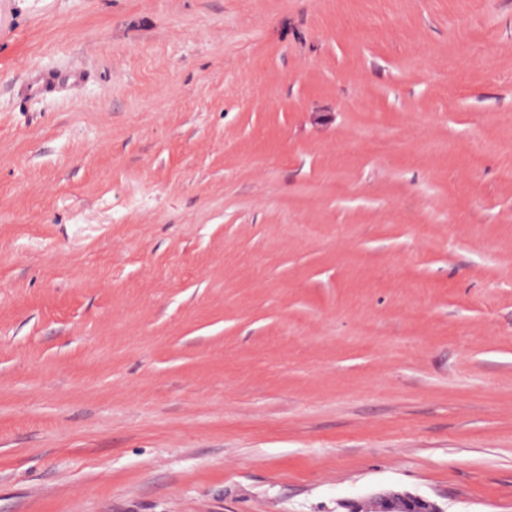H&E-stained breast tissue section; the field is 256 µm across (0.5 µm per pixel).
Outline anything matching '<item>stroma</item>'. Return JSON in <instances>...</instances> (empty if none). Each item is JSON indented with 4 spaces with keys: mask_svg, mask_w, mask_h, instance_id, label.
Returning a JSON list of instances; mask_svg holds the SVG:
<instances>
[{
    "mask_svg": "<svg viewBox=\"0 0 512 512\" xmlns=\"http://www.w3.org/2000/svg\"><path fill=\"white\" fill-rule=\"evenodd\" d=\"M508 168L512 0H0V512H512ZM399 497L403 503L401 511H406L409 509H413L417 504L427 505L429 512H445L440 506L436 503L422 497L419 495H414L411 493H398V492H389L386 494H382L374 499L370 508H365L361 504L353 503L350 506L349 511L354 512H363V511H375L381 512L385 511L390 505L394 504L395 497Z\"/></svg>",
    "mask_w": 512,
    "mask_h": 512,
    "instance_id": "obj_1",
    "label": "stroma"
}]
</instances>
